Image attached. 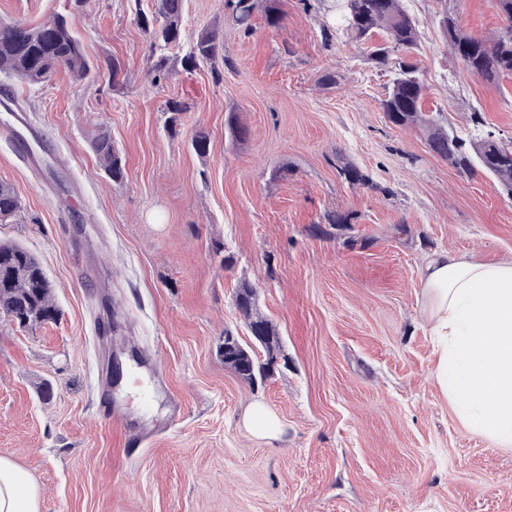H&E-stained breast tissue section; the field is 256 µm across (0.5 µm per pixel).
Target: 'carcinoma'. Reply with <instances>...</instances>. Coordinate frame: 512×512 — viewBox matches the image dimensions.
Here are the masks:
<instances>
[{
  "mask_svg": "<svg viewBox=\"0 0 512 512\" xmlns=\"http://www.w3.org/2000/svg\"><path fill=\"white\" fill-rule=\"evenodd\" d=\"M152 16L141 15L138 21L151 30L152 54L156 55L154 70L162 72L167 57L162 54L181 40L184 0H155ZM503 24L490 36L477 38L467 34L455 15L443 12L439 26L463 71L488 83L512 75V0H495ZM255 0H224L232 21L244 34L252 33L251 23ZM336 18L323 26L325 41L341 34L365 46L369 58L381 66L394 69L392 86L382 108L388 120L396 126H415L425 133L429 148L448 159L456 168L467 172L478 166L496 178L501 188L512 197V143L479 137L476 131L485 127L481 113L470 114L471 131L462 137L449 133L440 119L423 108L426 88L419 77V67L411 60L393 58V53H411L417 46L419 22L402 5V0H336ZM381 32L385 40L373 42ZM224 45L214 33L198 38L184 57L193 68L213 61ZM60 70L77 81L93 79L100 73L85 56L78 34L67 16L56 15L40 24L0 23V73L18 77L29 85L43 84ZM185 104L170 101L167 129L177 132ZM92 151L105 172L115 182L125 178V166L112 144L107 128L97 129L91 144ZM338 174L349 183L367 185L369 179L362 171L345 164ZM21 201L14 188L0 182V223L17 215ZM353 214L334 211L326 215L329 224L352 231ZM236 304L249 320L252 336L265 348L267 362L256 361L240 342L224 350V364L244 381L254 384L265 379L267 363L276 359L278 343L267 321L253 316L255 293L244 285L236 293ZM57 315L52 285L39 259L25 246L15 242H0V318L22 327L50 322Z\"/></svg>",
  "mask_w": 512,
  "mask_h": 512,
  "instance_id": "carcinoma-1",
  "label": "carcinoma"
}]
</instances>
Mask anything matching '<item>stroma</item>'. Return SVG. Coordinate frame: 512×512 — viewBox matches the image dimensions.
<instances>
[{
	"label": "stroma",
	"mask_w": 512,
	"mask_h": 512,
	"mask_svg": "<svg viewBox=\"0 0 512 512\" xmlns=\"http://www.w3.org/2000/svg\"><path fill=\"white\" fill-rule=\"evenodd\" d=\"M277 5L273 28L268 0H255L247 36L224 0H185L183 40L158 81L137 22L153 0H0V21L68 15L94 64L123 66L115 85L0 75L14 94L0 98V124L22 107L37 158L24 167L0 139V180L22 203L0 241L38 256L58 309L32 327L0 320V456L30 474L40 512H512V449L469 431L436 388L422 310L433 253L512 261V199L387 120L388 69L344 36L323 42L325 0ZM405 6L419 21L425 111L457 133L479 112L512 142V76H468L437 23L446 8L490 34L494 0ZM210 31L227 61L218 82L211 65H184ZM328 71L337 85L323 83ZM173 99L187 105L175 133ZM232 119L246 139H231ZM101 126L123 182L91 150ZM199 128L203 157L191 147ZM345 163L369 184L339 178ZM334 211L356 214L352 232L327 224ZM244 284L280 343L254 386L223 354L229 331L265 357L235 305ZM114 356L152 390L145 406L121 382L119 425L97 416ZM256 401L279 419V439L245 430Z\"/></svg>",
	"instance_id": "obj_1"
}]
</instances>
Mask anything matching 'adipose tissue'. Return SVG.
<instances>
[{
	"label": "adipose tissue",
	"instance_id": "1",
	"mask_svg": "<svg viewBox=\"0 0 512 512\" xmlns=\"http://www.w3.org/2000/svg\"><path fill=\"white\" fill-rule=\"evenodd\" d=\"M423 311L438 340L432 377L473 433L512 447V262L439 252L423 274ZM0 512H39V491L0 457Z\"/></svg>",
	"mask_w": 512,
	"mask_h": 512
}]
</instances>
